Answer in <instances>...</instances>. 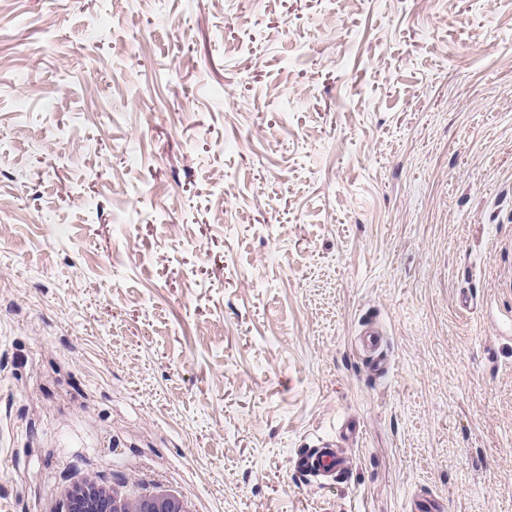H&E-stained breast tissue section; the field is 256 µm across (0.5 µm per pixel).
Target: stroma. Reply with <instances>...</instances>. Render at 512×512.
<instances>
[{"label": "stroma", "mask_w": 512, "mask_h": 512, "mask_svg": "<svg viewBox=\"0 0 512 512\" xmlns=\"http://www.w3.org/2000/svg\"><path fill=\"white\" fill-rule=\"evenodd\" d=\"M85 476L512 512V0H0V512ZM381 332L376 327H368L355 341L357 350L366 357L368 369L376 377H384L390 371L387 354L382 350ZM296 470L304 476L318 479L335 477L342 471V462L336 452L334 441L320 442L297 455Z\"/></svg>", "instance_id": "obj_1"}]
</instances>
